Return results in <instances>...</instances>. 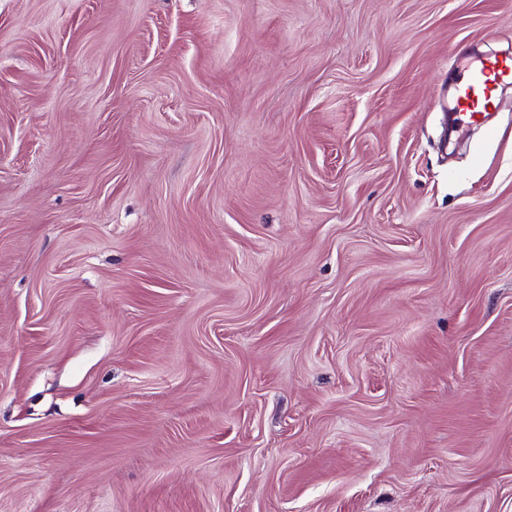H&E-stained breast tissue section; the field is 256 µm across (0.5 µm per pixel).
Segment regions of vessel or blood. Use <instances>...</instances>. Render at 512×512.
Returning a JSON list of instances; mask_svg holds the SVG:
<instances>
[{"mask_svg": "<svg viewBox=\"0 0 512 512\" xmlns=\"http://www.w3.org/2000/svg\"><path fill=\"white\" fill-rule=\"evenodd\" d=\"M512 84V56L482 59L466 71L456 89V105L463 122L477 120L495 102L499 87Z\"/></svg>", "mask_w": 512, "mask_h": 512, "instance_id": "vessel-or-blood-1", "label": "vessel or blood"}]
</instances>
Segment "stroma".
<instances>
[{
  "label": "stroma",
  "mask_w": 512,
  "mask_h": 512,
  "mask_svg": "<svg viewBox=\"0 0 512 512\" xmlns=\"http://www.w3.org/2000/svg\"><path fill=\"white\" fill-rule=\"evenodd\" d=\"M512 0H0V512H512ZM512 84V56H494L466 69L465 79L456 89L459 120L470 123L494 106L499 87Z\"/></svg>",
  "instance_id": "obj_1"
}]
</instances>
